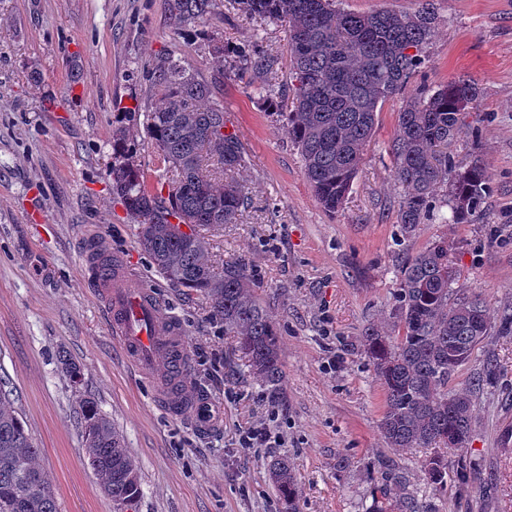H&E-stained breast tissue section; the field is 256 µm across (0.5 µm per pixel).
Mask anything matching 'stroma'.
Returning a JSON list of instances; mask_svg holds the SVG:
<instances>
[{
	"label": "stroma",
	"mask_w": 512,
	"mask_h": 512,
	"mask_svg": "<svg viewBox=\"0 0 512 512\" xmlns=\"http://www.w3.org/2000/svg\"><path fill=\"white\" fill-rule=\"evenodd\" d=\"M433 6L436 33L409 85L464 75L479 89L470 128L449 148L463 166L479 146L490 177L487 212L471 223L403 231V189L388 151L400 100L378 112L353 188L332 214L306 181L282 117L244 82L225 81L219 94L246 148L236 177L251 203L213 247L221 260H244L279 328L283 379L274 402L199 292L155 272L109 176L115 130L145 138L144 113L160 101L147 74L161 55L176 52L205 78L220 59L206 41L176 36L167 0H0V377L40 448L59 512H114L88 464L84 395L139 466L141 495L128 512H281L267 475L278 456L294 465L300 512H368L384 486L430 512H512V331H492L448 383L470 392L474 415L468 444L448 449V462L482 466L462 487L431 484L426 449L386 444L385 391L360 346L367 326L392 331L402 261L439 239L450 245L456 288L481 293L492 321L512 309V0ZM206 28L286 56L284 29L241 14L233 0H216ZM93 227L183 325L193 382L224 413L216 433L199 436L167 415L151 383L124 362L82 268L80 236ZM66 358L82 369L81 389L70 384ZM487 361L498 376L475 386ZM263 424L280 445L241 449L240 431Z\"/></svg>",
	"instance_id": "obj_1"
}]
</instances>
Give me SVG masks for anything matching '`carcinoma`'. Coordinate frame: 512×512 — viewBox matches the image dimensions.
Wrapping results in <instances>:
<instances>
[{"mask_svg":"<svg viewBox=\"0 0 512 512\" xmlns=\"http://www.w3.org/2000/svg\"><path fill=\"white\" fill-rule=\"evenodd\" d=\"M238 10L275 22L286 32L289 84L268 75L278 59L255 40L248 46L212 41L224 70L200 78L182 59L165 54L149 73L163 98L145 114L146 135L163 165L164 182L151 184L138 160L139 144L119 129L112 135V192L138 224L140 243L164 279L201 294L224 333L236 338L251 373L275 399L283 378L276 323L260 303L257 281L240 262L219 265L209 233L234 224L248 201L244 185L227 175L245 163L244 146L227 127L224 106L215 101L224 80L250 76L253 92L268 110L282 114L297 146L303 174L324 209L339 211L357 176L374 132L380 106L403 96L398 131L389 146L395 181L403 188L399 223L406 232L433 218L465 224L486 212L489 177L479 157L459 168L448 145L463 132L478 88L464 77L404 95L411 75L425 61L436 30L430 4L412 13L389 10L356 14L336 0H236ZM213 0H168L177 34L205 35ZM448 209L447 217L443 209ZM183 224L186 232H174ZM448 274V242L438 240L407 257L391 311L398 333L373 326L362 346L386 394L380 423L391 448H432L429 481L448 483L441 450L467 444L472 403L448 381L492 329L480 294L459 295ZM89 423L84 442L95 449L89 464L115 509L140 496L138 465L123 435L90 397L79 401ZM38 445L7 392L0 390V512H58L50 476L37 464ZM480 463L462 459L454 477L477 479ZM281 512H299V488L288 457L269 469ZM36 483L48 486L38 493ZM372 512H427L415 499L380 492Z\"/></svg>","mask_w":512,"mask_h":512,"instance_id":"1","label":"carcinoma"}]
</instances>
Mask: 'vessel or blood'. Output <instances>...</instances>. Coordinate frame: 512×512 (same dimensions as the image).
<instances>
[{"instance_id":"vessel-or-blood-1","label":"vessel or blood","mask_w":512,"mask_h":512,"mask_svg":"<svg viewBox=\"0 0 512 512\" xmlns=\"http://www.w3.org/2000/svg\"><path fill=\"white\" fill-rule=\"evenodd\" d=\"M82 258L127 364L161 378L157 403L168 415L189 418L198 432H209L222 412L210 396L194 389L188 338L146 276L125 258L111 255L98 232L85 234Z\"/></svg>"}]
</instances>
